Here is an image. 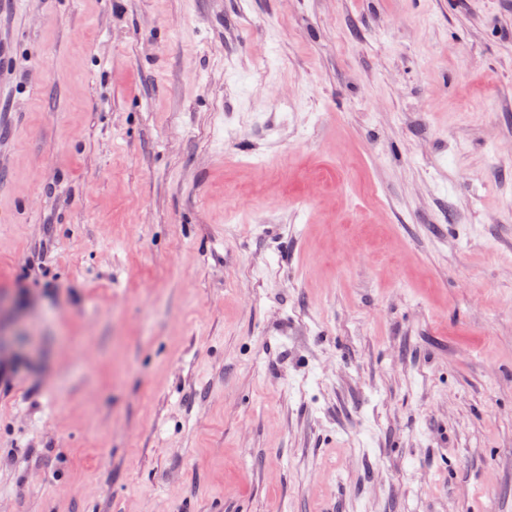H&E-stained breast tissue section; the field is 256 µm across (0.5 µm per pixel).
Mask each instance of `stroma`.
Here are the masks:
<instances>
[{
  "label": "stroma",
  "instance_id": "obj_1",
  "mask_svg": "<svg viewBox=\"0 0 512 512\" xmlns=\"http://www.w3.org/2000/svg\"><path fill=\"white\" fill-rule=\"evenodd\" d=\"M0 290V512H512V0H0Z\"/></svg>",
  "mask_w": 512,
  "mask_h": 512
}]
</instances>
